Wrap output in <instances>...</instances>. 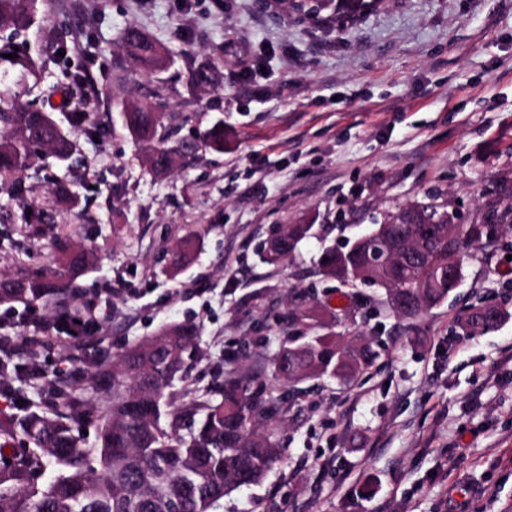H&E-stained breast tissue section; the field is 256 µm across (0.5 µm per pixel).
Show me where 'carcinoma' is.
<instances>
[{
	"label": "carcinoma",
	"instance_id": "cac0c4a2",
	"mask_svg": "<svg viewBox=\"0 0 512 512\" xmlns=\"http://www.w3.org/2000/svg\"><path fill=\"white\" fill-rule=\"evenodd\" d=\"M323 3L338 17H358L375 8L372 0H335ZM47 0H0V63L19 70L21 78L38 74L39 56L33 42L45 37V52L69 53L68 32H43ZM128 54L149 69H163L169 59L162 47L134 26L121 37ZM16 54L13 59L4 55ZM69 125L87 136H100L104 127L87 124L80 103L67 102ZM124 125L135 141L145 145L147 163L156 173L171 170L176 162L165 145L162 116L143 103L123 111ZM206 148H224V122L217 121L204 141ZM76 154L75 141L52 113L24 103L20 95L0 89V181L21 186L24 172L37 161L53 158L64 163ZM475 224H461L450 236L429 239L426 251L410 262L394 261L379 270L368 263L356 239L342 246L324 247L320 275L336 282V290L355 288L365 278L385 290V302L395 313L416 319L448 300L462 276H448V257L463 242L473 248L496 246L512 250V195L489 192ZM405 223L389 225V238L401 251L408 247L411 225L429 220V209L407 211ZM311 224L273 226L261 246L260 261L279 266L293 256L298 243L310 235ZM64 268L74 280L88 270L91 254L64 239L57 244ZM196 240L188 236L172 250L178 269L191 263ZM69 284L46 274L0 278V305L44 303L64 308ZM317 305H299L290 312L293 325L308 323L309 336L282 337L270 359L272 376L283 383H301L323 377L353 378L373 363L370 343L331 330L316 312ZM506 310L472 305L464 326L474 332L499 325ZM198 330L177 324L159 330L143 342L125 348L108 363L99 360L87 383L50 380L40 385L51 406L62 408L56 417L24 405L16 424L0 425V437H16L19 427L24 455L0 465V512H213L220 501L260 482L282 456L274 427L261 431L257 421L266 399L250 390L232 373L224 375L218 396L198 400L192 411L202 415L198 424L181 433V416L171 409L167 391L180 376L186 360L196 356ZM35 362L9 360L0 364V383L12 378L24 387L41 380L28 377ZM110 397L109 413L99 428L98 445L85 448L76 435L86 419L84 395ZM53 461L57 474L47 488L31 482L34 471Z\"/></svg>",
	"mask_w": 512,
	"mask_h": 512
}]
</instances>
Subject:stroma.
I'll use <instances>...</instances> for the list:
<instances>
[{"label":"stroma","instance_id":"obj_1","mask_svg":"<svg viewBox=\"0 0 512 512\" xmlns=\"http://www.w3.org/2000/svg\"><path fill=\"white\" fill-rule=\"evenodd\" d=\"M49 27L73 50L47 60L24 99L93 106L106 134L77 133L70 165L34 166L0 184V275L64 277L56 239L70 234L93 262L65 315L0 306V338L41 333L48 378H83L168 323L200 331L198 358L169 390L191 423L195 400L226 372L275 399L283 457L216 512H512V316L462 334L470 305L512 313L502 251H475L460 288L418 319L397 316L384 291L322 282L323 243H343L411 203L481 215V192L512 188V0H384L359 17L300 20L267 0H50ZM172 62L142 71L121 47L128 26ZM215 66L195 85L193 68ZM160 105L167 145L224 123V148L151 172L122 122L124 105ZM65 181L62 202L53 180ZM310 222L289 263L259 262L275 224ZM193 235L199 249L173 273L166 253ZM315 288L338 329L369 340L373 365L351 384L276 382L268 366L288 312ZM87 328L82 346L69 319Z\"/></svg>","mask_w":512,"mask_h":512}]
</instances>
